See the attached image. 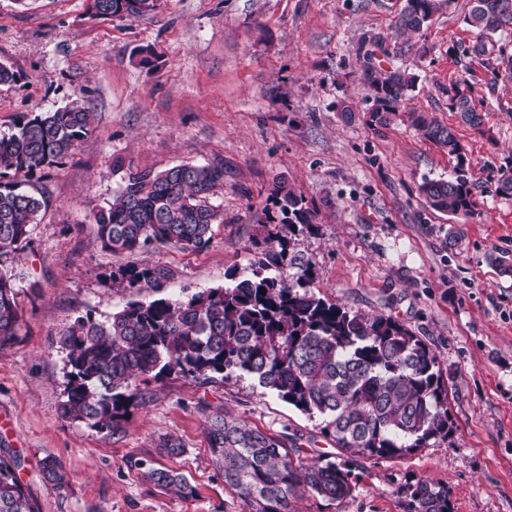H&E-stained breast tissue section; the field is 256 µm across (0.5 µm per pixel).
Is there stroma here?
Returning <instances> with one entry per match:
<instances>
[{
  "mask_svg": "<svg viewBox=\"0 0 512 512\" xmlns=\"http://www.w3.org/2000/svg\"><path fill=\"white\" fill-rule=\"evenodd\" d=\"M405 0H161L151 15L102 20L88 0H0V63L18 74L0 84V136L40 112L78 102L96 114L62 163L24 177L46 202L14 274L20 336L0 349V456L40 512H248L224 486L206 437L209 414L226 412L292 438L304 463L344 462L321 419L252 378L206 382L182 375L137 378L140 401L118 433L63 419L66 353L57 338L76 317L106 319L130 300L115 267L165 269L140 300L185 295L245 275L273 183L287 179L315 212L298 248L314 287L330 302L393 317L431 344L448 385V436L393 459L358 458L352 494L302 495L298 512H407V485L447 487L452 512H512V277L490 258L512 256V198L497 182L512 166V80L495 61L468 54L478 33L471 0H449L419 34L398 28ZM151 50L150 64L140 50ZM413 86L390 125L366 118L372 93L364 52ZM467 89L482 130L449 106ZM349 103L352 116L340 111ZM426 112L455 129L471 161L475 206L453 217L419 194L455 160L407 119ZM222 163L224 213L200 251L155 247L115 255L101 248L94 215L132 170ZM183 451L172 457L164 438ZM69 484L46 483L44 458ZM168 467L195 486L189 499L147 480Z\"/></svg>",
  "mask_w": 512,
  "mask_h": 512,
  "instance_id": "1",
  "label": "stroma"
}]
</instances>
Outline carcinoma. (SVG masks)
<instances>
[{
    "label": "carcinoma",
    "mask_w": 512,
    "mask_h": 512,
    "mask_svg": "<svg viewBox=\"0 0 512 512\" xmlns=\"http://www.w3.org/2000/svg\"><path fill=\"white\" fill-rule=\"evenodd\" d=\"M160 0H90L93 15L135 19L153 14ZM445 0H406L399 28L417 32ZM479 32L475 55L495 51L492 36L512 26V0H473L466 18ZM364 80L373 95L367 124L391 123L412 83L400 71L368 65ZM451 108L473 129L484 115L457 88ZM93 113L64 106L27 120L0 137V179L27 176L69 157L89 134ZM422 137L448 149L456 164L448 179L424 180L419 193L431 208L449 215L471 212L470 160L453 127L422 112L408 115ZM224 187V165L179 164L163 171H131L119 194L95 216L102 249L131 254L150 245L200 251L212 226L224 222L213 203ZM271 206L258 221L252 242L257 259L250 273L231 283L181 299H131L105 320L78 317L58 334L67 351L63 418L99 431H119L136 393L132 381L172 374L214 381L247 375L282 400L322 417L321 434L351 457L397 458L450 431L448 388L439 356L429 343L390 316L353 312L313 291L314 271L297 249L298 237L314 230V211L284 180L273 184ZM45 201L16 181L0 184V260L23 252ZM167 276L159 267L123 266L112 284L151 288ZM12 277L0 272V348L17 340L19 314ZM206 434L224 486L248 512H292V501L309 492L337 501L352 492L351 471L328 461L305 465L298 448L225 414L208 416ZM17 457L0 456V512H39L18 477ZM45 480L62 488L67 474L44 459ZM148 479L180 498L196 489L166 468H150ZM408 512H451L448 488L420 480L407 488Z\"/></svg>",
    "instance_id": "1"
}]
</instances>
